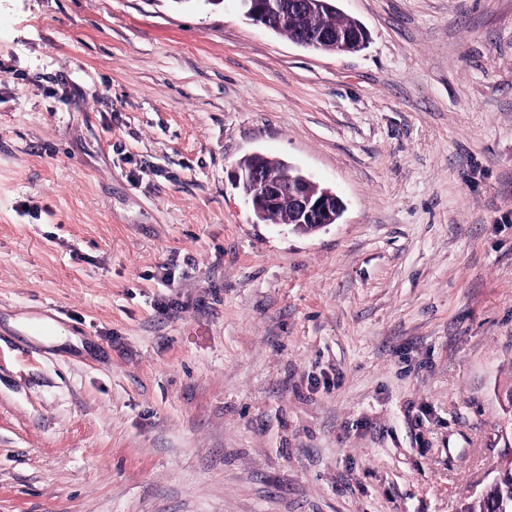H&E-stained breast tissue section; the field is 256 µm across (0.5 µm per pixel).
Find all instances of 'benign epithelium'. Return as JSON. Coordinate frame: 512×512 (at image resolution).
<instances>
[{
	"mask_svg": "<svg viewBox=\"0 0 512 512\" xmlns=\"http://www.w3.org/2000/svg\"><path fill=\"white\" fill-rule=\"evenodd\" d=\"M244 14L254 23L266 28L277 29L276 21L281 15L292 12L302 19L322 13L337 11L336 0H238ZM293 42L304 48L327 53H345L355 47L363 49L368 42V34L358 25L350 32H321L314 39L305 35L293 38ZM235 183L242 188L251 202L255 215L267 220L271 212L281 206H288L293 213V227L306 233L336 223L343 211V202L335 193L321 188L305 175L294 171L282 163L276 168H262L250 155L240 160L234 170Z\"/></svg>",
	"mask_w": 512,
	"mask_h": 512,
	"instance_id": "1",
	"label": "benign epithelium"
}]
</instances>
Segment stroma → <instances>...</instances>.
Segmentation results:
<instances>
[{"label":"stroma","mask_w":512,"mask_h":512,"mask_svg":"<svg viewBox=\"0 0 512 512\" xmlns=\"http://www.w3.org/2000/svg\"><path fill=\"white\" fill-rule=\"evenodd\" d=\"M0 0V512H459L512 457V0ZM341 198L310 235L234 182ZM238 0L244 14L255 24L277 30L276 21L290 11L303 20L316 13L337 11V0ZM292 41L304 48L316 49L320 52L345 53L352 51L351 47H356L359 50L363 49L368 42V34L358 24L355 29L344 34L322 31L315 39H311L306 35H299L294 37ZM257 156L260 154L240 160L234 178L258 219L266 221L271 212L286 204L295 219L286 225L303 228L307 234L336 223L343 211V202L336 193L320 188L282 162L277 168H262L254 161Z\"/></svg>","instance_id":"1"}]
</instances>
